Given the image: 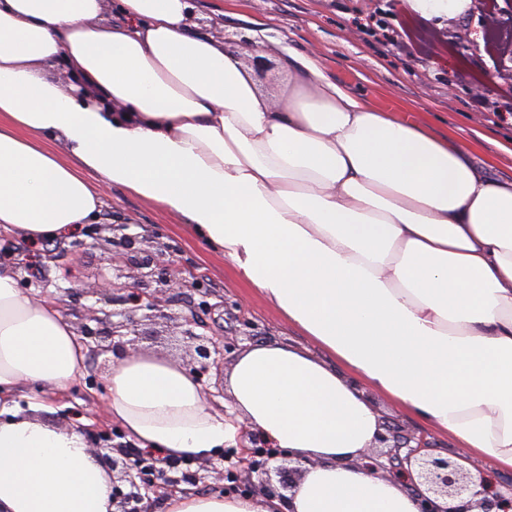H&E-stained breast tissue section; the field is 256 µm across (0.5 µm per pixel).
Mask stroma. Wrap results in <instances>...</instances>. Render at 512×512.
<instances>
[{
  "label": "stroma",
  "mask_w": 512,
  "mask_h": 512,
  "mask_svg": "<svg viewBox=\"0 0 512 512\" xmlns=\"http://www.w3.org/2000/svg\"><path fill=\"white\" fill-rule=\"evenodd\" d=\"M194 2L203 32L219 40H254L252 51L244 58L271 96H280L288 84L287 74L276 63L282 52L293 49L313 54L328 77L364 93L375 108L407 116L439 134L467 140L474 165L487 169L492 178L512 180V155L500 148L501 143L512 144V112L489 121L473 105L470 86L489 70L477 46L482 32L475 16H441L449 36L458 25L469 24L475 45L465 51L452 50L433 61L407 55L391 42L402 21L404 0ZM366 22L375 24V32H358V25ZM103 201L99 223L85 225L79 234L54 242V249L61 253L54 261H40L44 244L0 233V267L16 271L25 297L36 299L44 289L54 292L56 308L72 328H80L85 307L95 302L89 289L111 279L115 267L126 263L122 248L106 245L113 226L125 224L139 237L136 250H165L172 260L170 274L190 273L199 282L192 295L175 297L170 319L152 325L151 337L139 343L141 351L190 365L188 348L176 338L175 320L184 315L187 304L200 303L204 306L200 313L203 333L224 344L225 364H232L250 343L266 341L309 346L317 357L326 358L324 349L311 346L299 329L244 285L221 254L191 236L182 217L160 211L119 185L104 186ZM24 258L29 259V267L21 266ZM116 361L115 355L104 353L86 360L81 376L67 390L24 385L16 390L14 399L23 405L34 397L49 405L50 421L84 427L89 446H97L107 435L112 445L132 447L120 424L105 412V377ZM235 461L231 448L207 457L203 479L184 484V491L238 497L260 487L261 475L234 472Z\"/></svg>",
  "instance_id": "stroma-1"
}]
</instances>
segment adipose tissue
<instances>
[{
	"mask_svg": "<svg viewBox=\"0 0 512 512\" xmlns=\"http://www.w3.org/2000/svg\"><path fill=\"white\" fill-rule=\"evenodd\" d=\"M116 2L108 19L104 0H0V231H80L103 206L96 174L185 218L329 354L252 345L224 377L229 417L175 362L112 366L108 414L154 457L205 459L246 426L303 464L288 501L177 494L168 512H419L404 482L353 465L379 430L369 389L484 459L475 484L512 470V180L375 111L313 55L282 54L291 91L272 100L192 0ZM406 2L407 37L435 58L434 16L475 7ZM85 360L60 311L0 269V512H114L82 431L8 399L68 388Z\"/></svg>",
	"mask_w": 512,
	"mask_h": 512,
	"instance_id": "adipose-tissue-1",
	"label": "adipose tissue"
}]
</instances>
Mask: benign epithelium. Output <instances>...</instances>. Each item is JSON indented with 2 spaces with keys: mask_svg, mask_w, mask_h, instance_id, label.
Wrapping results in <instances>:
<instances>
[{
  "mask_svg": "<svg viewBox=\"0 0 512 512\" xmlns=\"http://www.w3.org/2000/svg\"><path fill=\"white\" fill-rule=\"evenodd\" d=\"M158 263L159 258L136 251L128 258V265L132 269L130 274L121 272L112 281L95 289L94 294L99 296V300L116 306L112 311L94 307L87 309L86 323L82 325L81 333L95 344V352L120 350L126 354L133 353L137 351L139 326L146 321L169 318L166 309L171 305L172 297L186 287L188 280L183 277L158 278ZM154 282L159 283V287H151ZM115 316L121 317V321H113ZM92 322L95 323L93 327L90 326ZM195 324L194 318L183 317L181 336L184 342L193 347L196 357L192 372L201 380L209 374L211 367L219 366L213 356L221 354V349L212 339L196 333L193 330ZM126 334L131 339L124 341L122 337ZM382 429L376 443L386 452L379 455L365 453V462L361 463V467L368 472L382 470L388 476L400 479L409 474L410 466H417L420 483L411 481L408 489L420 501L421 512H443L436 505L435 498H460L464 495L469 500L463 512H469L471 508L478 509V512H512V487L505 493L501 490V484L494 481L476 491L472 487L470 473L459 463L461 456L453 459L436 456L432 441L401 426L384 423ZM241 433L249 441V445L242 446L241 451L245 469L251 473L268 471V464L276 458V454L267 453L263 458H257L255 449L265 448L267 444L245 427ZM102 459L111 466L112 502L116 512H148L147 506L143 505L144 498L133 491L137 487L139 472L130 458L121 452L117 457L104 455ZM301 472L302 469L297 466L277 469L282 488L293 489Z\"/></svg>",
  "mask_w": 512,
  "mask_h": 512,
  "instance_id": "benign-epithelium-1",
  "label": "benign epithelium"
}]
</instances>
